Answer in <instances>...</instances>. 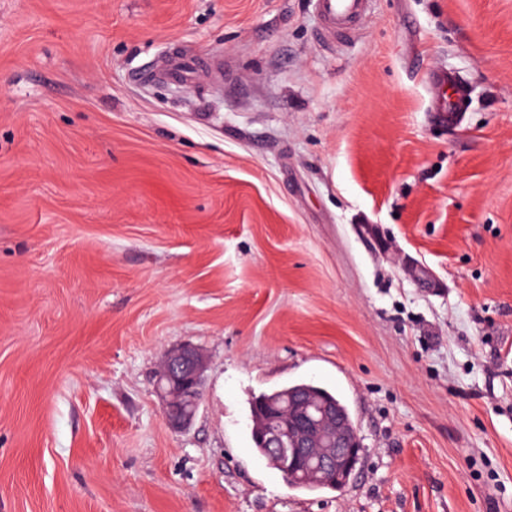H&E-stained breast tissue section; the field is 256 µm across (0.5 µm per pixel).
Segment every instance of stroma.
Instances as JSON below:
<instances>
[{"mask_svg": "<svg viewBox=\"0 0 512 512\" xmlns=\"http://www.w3.org/2000/svg\"><path fill=\"white\" fill-rule=\"evenodd\" d=\"M320 27L311 0H0V512H512V0ZM177 54L205 71L163 79ZM185 343L209 367L174 432ZM304 379L364 445L339 491L251 440V397ZM428 85L433 92L435 112H442L450 118L462 107L463 97L456 78L445 69H429L427 71ZM207 369V355L195 345L182 344L164 352L157 391L164 400L166 422L172 431H184L193 423Z\"/></svg>", "mask_w": 512, "mask_h": 512, "instance_id": "35a3bbf8", "label": "stroma"}]
</instances>
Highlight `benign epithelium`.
Returning a JSON list of instances; mask_svg holds the SVG:
<instances>
[{
	"mask_svg": "<svg viewBox=\"0 0 512 512\" xmlns=\"http://www.w3.org/2000/svg\"><path fill=\"white\" fill-rule=\"evenodd\" d=\"M208 369L205 352L182 344L164 352L157 391L163 398L166 422L174 432L186 430L199 410ZM267 448L284 461L291 482L325 480L355 467L362 443L327 406L293 400L277 410L272 426L264 430Z\"/></svg>",
	"mask_w": 512,
	"mask_h": 512,
	"instance_id": "7a95c632",
	"label": "benign epithelium"
}]
</instances>
